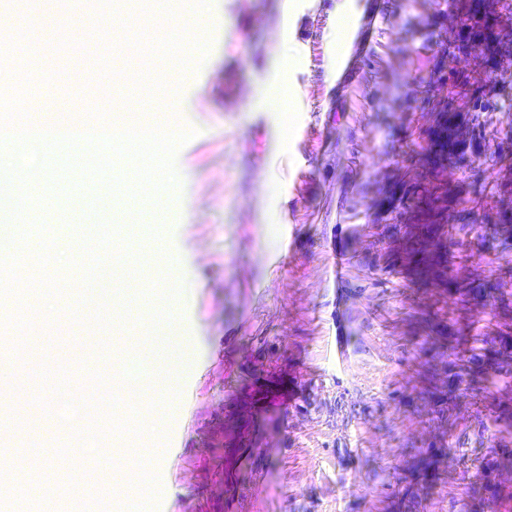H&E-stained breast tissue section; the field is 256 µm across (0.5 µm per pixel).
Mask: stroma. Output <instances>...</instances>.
I'll return each mask as SVG.
<instances>
[{
    "label": "stroma",
    "mask_w": 512,
    "mask_h": 512,
    "mask_svg": "<svg viewBox=\"0 0 512 512\" xmlns=\"http://www.w3.org/2000/svg\"><path fill=\"white\" fill-rule=\"evenodd\" d=\"M371 2L365 16L357 0H173L159 23L150 0H83L90 41L0 42L10 75L0 90L19 86L34 58L54 81L111 86L101 97L109 124L122 123L114 105L131 95L144 123L196 130L177 154L178 189L151 200L122 188L105 210L94 199L99 182L73 179L69 228L52 241H79L81 224L103 219L119 226L127 251H155L162 263L149 271L156 287L132 295L139 330L127 345L111 343L123 333L117 323L91 339L48 322L0 337V362L30 386L17 413L0 417V446L21 463L70 462L77 436L52 421L61 383L109 404L102 448L122 468L149 473L131 491L86 478L104 512H399L394 493L429 430L416 377L427 322L441 317L470 342L503 322L483 298L486 281L512 285V248L490 243L482 227L512 212V75H452L438 39L450 20L445 0ZM118 18L129 22L121 45ZM344 21L363 26L366 40L340 90ZM100 54L103 71L93 65ZM283 80L293 97L284 121L258 102ZM444 121L469 140L467 160L449 158L457 175L448 205L469 211L474 228L449 235L448 280L437 286L406 257L415 226L436 222V212L406 191L431 169V135ZM395 224L404 238L380 249ZM338 251L348 269L341 289ZM459 278L474 287L465 306L454 295ZM158 315L185 341L173 361L177 388L131 404L113 379L144 372L140 342ZM76 364L96 379L67 380ZM448 440L463 453L423 490L420 512H471L476 456L512 446L472 403Z\"/></svg>",
    "instance_id": "1"
}]
</instances>
